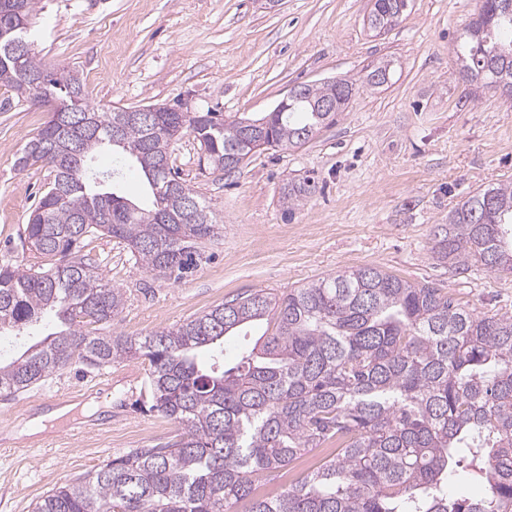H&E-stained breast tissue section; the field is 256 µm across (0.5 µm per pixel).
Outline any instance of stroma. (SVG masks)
<instances>
[{
	"label": "stroma",
	"instance_id": "35a3bbf8",
	"mask_svg": "<svg viewBox=\"0 0 512 512\" xmlns=\"http://www.w3.org/2000/svg\"><path fill=\"white\" fill-rule=\"evenodd\" d=\"M34 48L43 63L79 72L99 109L170 105L257 119L290 86L330 77L361 81L391 60L388 89L363 91L336 122L303 146L253 155L238 172L200 169V145L186 135L172 161L223 223L188 277L145 270L108 237L80 251L121 288L113 331L140 337L181 324L233 296L285 292L319 277L373 266L443 288L479 313L512 314V277L472 264L458 274L436 261L433 231L476 189L512 180V101L478 90L465 100L457 38L479 0H411L391 30L367 27L371 0H41ZM49 119L46 109L0 86V265H26L29 213L48 167H19L23 148ZM92 167L117 169L114 184L134 202L142 174L121 150L103 146ZM311 176L316 194L294 214L280 201L286 180ZM148 365L128 359L102 369L81 363L28 391L0 397V512H33L66 480L132 448L176 441L180 426L149 409ZM65 398L76 436L57 421L24 434L38 400Z\"/></svg>",
	"mask_w": 512,
	"mask_h": 512
}]
</instances>
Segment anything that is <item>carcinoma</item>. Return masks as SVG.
Masks as SVG:
<instances>
[{"instance_id":"carcinoma-1","label":"carcinoma","mask_w":512,"mask_h":512,"mask_svg":"<svg viewBox=\"0 0 512 512\" xmlns=\"http://www.w3.org/2000/svg\"><path fill=\"white\" fill-rule=\"evenodd\" d=\"M39 0H0V86L57 106L17 159L49 166L51 181L24 233L35 262L0 266V334L48 313L57 331L0 362V397H12L78 361L99 369L148 362L143 396L181 426L173 443L133 448L52 489L33 512H512V315L458 304L429 282L376 267L338 271L286 293L236 295L180 325L144 337L112 326L124 293L82 258L87 240L126 245L149 271L180 278L220 234L210 206L181 181L173 144L191 135L208 163L231 174L258 152L298 147L335 122L360 88L384 90L388 62L356 87L346 79L301 83L283 112L228 120L221 112H101L73 71L52 72L30 48ZM410 0H372L366 22L381 33ZM460 37L459 70L473 85L512 92V0H480ZM22 10L24 27L14 9ZM336 102V111L315 105ZM114 144L138 164L152 198L138 205L95 189L119 171L89 160ZM311 177L281 188L288 213L311 198ZM434 252L458 273L477 262L512 274V182L481 189L448 212ZM264 324L262 336L224 364V336ZM327 449L280 493L258 492L305 452ZM463 451L484 492L448 494Z\"/></svg>"}]
</instances>
